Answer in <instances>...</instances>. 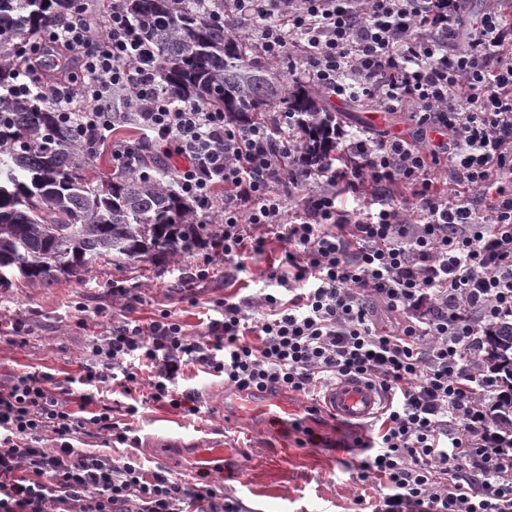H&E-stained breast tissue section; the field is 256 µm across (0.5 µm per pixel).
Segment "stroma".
Here are the masks:
<instances>
[{"mask_svg": "<svg viewBox=\"0 0 512 512\" xmlns=\"http://www.w3.org/2000/svg\"><path fill=\"white\" fill-rule=\"evenodd\" d=\"M336 125L345 133L405 132L410 121L405 113L383 112L370 103L329 100ZM282 245L271 241L264 256L245 257L243 280L224 279V261L214 250L198 251L159 267L149 262L99 263L83 278L61 281L44 288L20 284L0 290V378L23 370L40 371L56 382L77 374V365L90 351L94 338L106 331L113 313L115 287L137 289L141 319L170 311L191 334L204 336L210 302L232 295L254 294L267 259L279 256ZM209 263L210 275L192 291L181 288L185 273ZM179 388H194L198 410L183 413L147 404L131 417L135 445L106 447L102 439L88 447L113 458L134 452L145 468H162L169 477L196 482L193 464L198 448L218 437L231 448L223 460L207 470L212 484L239 499L244 512H371L378 488H365L356 478L365 456L356 448L354 429L326 413H310V402L292 393L249 397L226 388L223 378L188 372ZM313 442H305V431ZM366 505H357L358 497Z\"/></svg>", "mask_w": 512, "mask_h": 512, "instance_id": "1", "label": "stroma"}]
</instances>
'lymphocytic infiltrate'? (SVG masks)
I'll return each instance as SVG.
<instances>
[{
	"mask_svg": "<svg viewBox=\"0 0 512 512\" xmlns=\"http://www.w3.org/2000/svg\"><path fill=\"white\" fill-rule=\"evenodd\" d=\"M498 2L473 18L466 0H236L258 23L259 54L293 58L328 98L416 122L411 138L355 137L342 148L353 165L310 179L293 169L287 113L231 126L166 85L124 0L80 6L19 48L12 95L48 103L122 166L134 144L116 132L134 126L174 160L179 195L203 210L223 198L228 278L245 272L242 255L264 254L268 232L284 247L255 295L215 302L206 338L167 311L135 318L139 294L119 288V317L78 365L81 391L36 371L0 380V512H242L211 484L82 446L130 440L94 389L117 387L130 417L139 392L192 413L194 392L176 387L190 369L249 396L365 380L385 400L377 432L356 440L374 512H512V453L487 411L496 383L472 365L512 315V0ZM293 186L304 196L292 213ZM343 192L372 205L351 218Z\"/></svg>",
	"mask_w": 512,
	"mask_h": 512,
	"instance_id": "lymphocytic-infiltrate-1",
	"label": "lymphocytic infiltrate"
}]
</instances>
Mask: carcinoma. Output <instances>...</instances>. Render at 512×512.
<instances>
[{
	"mask_svg": "<svg viewBox=\"0 0 512 512\" xmlns=\"http://www.w3.org/2000/svg\"><path fill=\"white\" fill-rule=\"evenodd\" d=\"M145 39L160 52L163 81L183 96L216 105L224 117L252 122L276 106L301 134L295 163L318 170L336 155V113L312 88H288L246 59L233 28L184 6V0H125ZM76 0H0V288L17 271L51 287L100 261L171 263L217 243L197 223L191 201L142 173L147 158L93 183L83 176L88 146L51 108L7 94L17 80L19 43L50 21L72 15ZM477 368L503 388L491 420L512 450V319L482 338Z\"/></svg>",
	"mask_w": 512,
	"mask_h": 512,
	"instance_id": "obj_1",
	"label": "carcinoma"
}]
</instances>
